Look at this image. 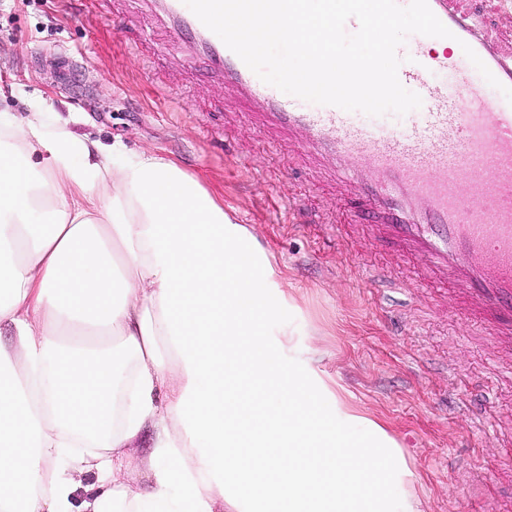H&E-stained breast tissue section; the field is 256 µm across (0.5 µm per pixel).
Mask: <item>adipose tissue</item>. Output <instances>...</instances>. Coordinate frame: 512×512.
<instances>
[{
  "label": "adipose tissue",
  "instance_id": "1",
  "mask_svg": "<svg viewBox=\"0 0 512 512\" xmlns=\"http://www.w3.org/2000/svg\"><path fill=\"white\" fill-rule=\"evenodd\" d=\"M0 139V512H416L395 441L273 338L282 274L198 180L38 108ZM149 425L151 493L75 504Z\"/></svg>",
  "mask_w": 512,
  "mask_h": 512
}]
</instances>
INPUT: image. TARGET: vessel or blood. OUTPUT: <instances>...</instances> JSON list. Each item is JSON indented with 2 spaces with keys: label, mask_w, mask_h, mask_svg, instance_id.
I'll use <instances>...</instances> for the list:
<instances>
[{
  "label": "vessel or blood",
  "mask_w": 512,
  "mask_h": 512,
  "mask_svg": "<svg viewBox=\"0 0 512 512\" xmlns=\"http://www.w3.org/2000/svg\"><path fill=\"white\" fill-rule=\"evenodd\" d=\"M468 0H428L432 12L496 77L490 86L463 55H438L422 36L401 66L419 115L396 131L323 105L304 109L262 82L183 0H159L173 34L223 75L274 127L301 134L302 152L335 155L336 176L357 212L400 251L466 288L483 314L512 331V51L473 21Z\"/></svg>",
  "instance_id": "1"
}]
</instances>
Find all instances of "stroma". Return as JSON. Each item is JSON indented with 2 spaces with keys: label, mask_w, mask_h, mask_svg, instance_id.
Returning a JSON list of instances; mask_svg holds the SVG:
<instances>
[{
  "label": "stroma",
  "mask_w": 512,
  "mask_h": 512,
  "mask_svg": "<svg viewBox=\"0 0 512 512\" xmlns=\"http://www.w3.org/2000/svg\"><path fill=\"white\" fill-rule=\"evenodd\" d=\"M0 0V110L41 105L90 142L199 178L281 269L275 332L400 445L419 512H512V350L462 299L356 223L333 164L263 126L151 0Z\"/></svg>",
  "instance_id": "obj_1"
}]
</instances>
